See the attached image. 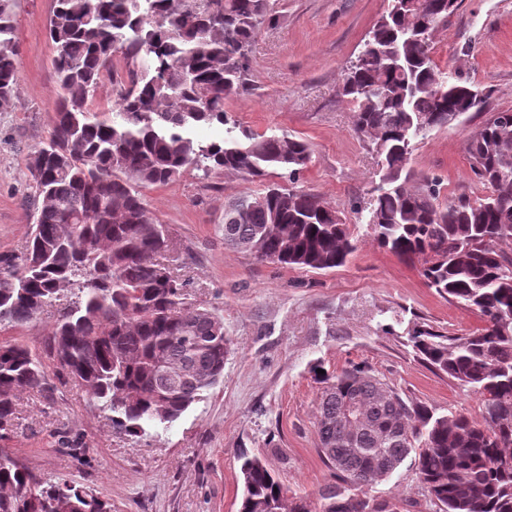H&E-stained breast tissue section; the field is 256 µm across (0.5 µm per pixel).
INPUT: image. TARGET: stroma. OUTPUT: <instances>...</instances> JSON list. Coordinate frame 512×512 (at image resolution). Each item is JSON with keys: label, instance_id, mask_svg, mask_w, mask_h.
Here are the masks:
<instances>
[{"label": "stroma", "instance_id": "35a3bbf8", "mask_svg": "<svg viewBox=\"0 0 512 512\" xmlns=\"http://www.w3.org/2000/svg\"><path fill=\"white\" fill-rule=\"evenodd\" d=\"M387 4L277 0L276 23L255 40L250 87L226 105L244 128L309 141L311 161L295 187L341 210L356 243L348 261L307 271L225 247L217 231L225 203L259 188L241 174L204 179L190 169L144 188L173 242L167 261L189 283L188 302L221 317L232 340L223 380L171 428L150 426L134 437L56 375L49 394L22 395L19 427L1 448L38 475L87 488L112 512H238L244 453L262 457L291 496H314L336 480L317 446L318 371L332 377L363 366L409 401L479 418L478 398L426 365L410 337L421 326L465 336L482 320L428 288L415 265L380 248L369 225L378 158L355 130L340 83ZM53 7L54 0L15 2L21 68L17 94L0 112V254L19 249L33 222L26 162L48 134L57 95L47 34ZM432 56L490 98L485 113H466L416 140L410 165L441 177L446 198L481 195L466 144L486 113L512 110V0H458L433 37ZM369 493L409 499L414 512H440L410 458Z\"/></svg>", "mask_w": 512, "mask_h": 512}]
</instances>
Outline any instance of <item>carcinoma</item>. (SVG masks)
<instances>
[{
  "mask_svg": "<svg viewBox=\"0 0 512 512\" xmlns=\"http://www.w3.org/2000/svg\"><path fill=\"white\" fill-rule=\"evenodd\" d=\"M457 0H389L342 77L358 133L380 162L370 203L379 247L419 265L428 287L484 326L469 336L420 327L423 360L478 397V420L405 401L364 367L322 378L320 452L353 487L329 482L312 502L287 498L259 456L245 457L239 512H375L364 484L410 454L443 512H512V110L492 114L466 152L487 194L441 200L442 181L410 166L414 141L480 112L490 93L437 68L432 38ZM272 0H55L48 19L60 90L50 131L27 158L35 223L17 253L0 255V332L55 309L47 351L0 341V440L18 426L19 393L50 388L48 368L112 412L130 436L169 428L224 377L231 339L214 313L186 302L164 263L170 240L141 189L193 168L232 171L262 189L224 207V244L258 261L328 270L354 250L341 211L267 177H296L310 145L230 124L226 100L247 90ZM15 0H0V107L19 83ZM125 62L116 111L94 106ZM227 126L205 142L202 125ZM0 512H112L67 480L48 482L0 449Z\"/></svg>",
  "mask_w": 512,
  "mask_h": 512,
  "instance_id": "carcinoma-1",
  "label": "carcinoma"
}]
</instances>
